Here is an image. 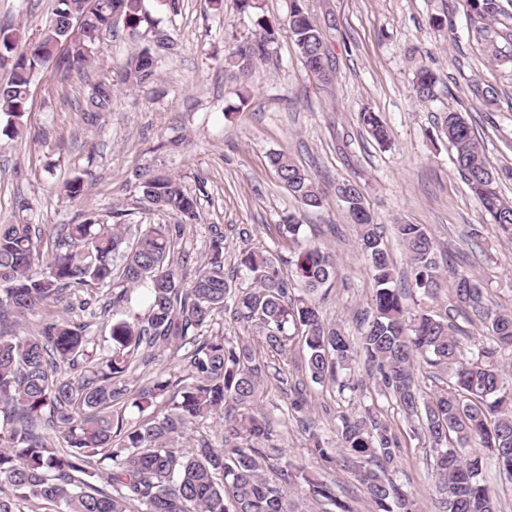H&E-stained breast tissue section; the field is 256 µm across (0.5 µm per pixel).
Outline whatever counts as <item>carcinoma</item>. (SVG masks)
<instances>
[{"label": "carcinoma", "mask_w": 512, "mask_h": 512, "mask_svg": "<svg viewBox=\"0 0 512 512\" xmlns=\"http://www.w3.org/2000/svg\"><path fill=\"white\" fill-rule=\"evenodd\" d=\"M114 1L130 27L149 21L143 0H55L50 20L35 39L19 25H0V67L10 69L7 82L0 83L5 130L13 135L24 130L36 73L50 71L62 81L86 74L100 34L114 22ZM238 3L240 12L255 17L256 31L228 52V70L248 74L283 29L307 72L320 73L322 84L331 83V50L306 0H290L282 23L265 13L261 0ZM469 6L491 56L512 60V24L496 27L506 15L503 0H469ZM70 14L83 16V23L67 25ZM156 76L153 50L144 45L127 60L119 81L141 87ZM438 83L433 69L420 66L416 97L431 100ZM113 91L114 84L97 82L77 105L93 119L110 111ZM359 121L379 144H390L379 113L366 110ZM440 129L484 215L512 240V202L495 187L496 175L472 122L449 112ZM269 164L300 204L277 224L280 237L296 246L289 279L271 251L248 248L240 254V265L250 273L251 284L233 285L224 269V232L215 225L207 261L186 279L182 270L189 256L178 245L187 228L199 223L197 199L178 178L159 169L134 172L140 202L180 221L140 227L133 243L118 211L112 212L113 224L88 219L51 228V252L43 259L41 229L0 224V512H21L20 505L32 501L51 505V512H305L306 498L329 506L327 512H353L332 483L269 454L274 428L257 402L263 383L272 380L289 387L291 416L306 419L312 410L307 382L336 384L339 391L354 393L359 385L339 380V374L360 360L372 373L377 397L364 415L340 416L336 446L311 432L308 454L326 469L349 468L371 512H420L414 494L392 475L406 438L415 436L429 443L440 512H497L482 475L493 465L512 479V368L502 363L512 353V310L495 308L472 275L443 265L436 242L421 224L393 225L409 267V279L401 281L362 187L344 180L346 191L339 199L375 288L357 335L325 321L317 295L332 279L336 258L299 240L304 213L323 206L324 191L282 152L271 153ZM86 191L82 176L60 187L70 199ZM445 275L451 279V296L441 313ZM293 279L302 294L291 292ZM139 286L149 292L146 312L112 319L105 346L91 334L90 322L56 314L69 309L77 289L88 294L79 309L94 317L121 306L129 290ZM103 293L108 301L92 309ZM410 300L416 309L409 307ZM221 310L236 321L255 323L259 336L204 335ZM457 315L486 328L485 341L468 347ZM34 316L45 317L40 328L18 333ZM295 341L306 350L305 379L291 384L289 351ZM165 348L184 350L188 382L173 395L172 382L159 373L150 386L132 390L130 373L150 365L154 351ZM419 362L439 382L428 393L416 381ZM63 364L70 369L66 377L60 374ZM381 398L396 406L408 430L385 421ZM118 401L131 402L140 421L116 413ZM213 416L224 417V447L202 437L188 450L178 449L197 423ZM107 461L112 465L100 487L97 480Z\"/></svg>", "instance_id": "cac0c4a2"}]
</instances>
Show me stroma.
Wrapping results in <instances>:
<instances>
[{"instance_id":"1","label":"stroma","mask_w":512,"mask_h":512,"mask_svg":"<svg viewBox=\"0 0 512 512\" xmlns=\"http://www.w3.org/2000/svg\"><path fill=\"white\" fill-rule=\"evenodd\" d=\"M323 29L335 67L331 84H316L305 71L287 32H279L267 58L244 77L224 69V55L250 37L252 17L237 0L213 9L208 0H181L178 13L144 0L149 23L129 28L117 20L97 46L87 80L60 86L50 72L31 88L23 136L14 138L0 120V222L79 224L111 222L113 211L127 224H173L177 218L138 201L133 174L155 166L180 178L196 197L200 224L188 229L184 246L205 258L210 228L224 233V267L236 284L248 283L239 253L265 247L288 260L291 250L277 234L296 200L269 165L284 152L309 170L326 198L307 213L301 235L336 256V272L319 294L324 318L354 329L369 309L371 271L333 187L357 181L398 268L404 251L390 229L405 221L424 225L446 259L468 255L465 269L479 279L498 308H512V243L488 224L478 199L457 172L453 152L439 130L448 112L475 122L485 154L499 171V190L512 198V67L488 57L485 40L469 18L467 0H308ZM54 0H0V24H21L36 34L50 18ZM434 16L447 25L431 26ZM167 31L174 49L156 48L158 78L129 88L117 77L153 29ZM439 76L435 97L419 101L413 90L417 65ZM115 82L110 111L87 120L76 100L88 81ZM499 92L482 106L475 85ZM379 112L392 140L379 146L359 123L363 109ZM89 172L86 198L59 195V187ZM310 418L328 439L340 415L364 405L339 395L337 386H313ZM259 409L272 421L276 445L309 470L319 469L307 453V434L288 412V398L265 384ZM423 441L408 440L395 477L417 497L422 512H436V492Z\"/></svg>"}]
</instances>
